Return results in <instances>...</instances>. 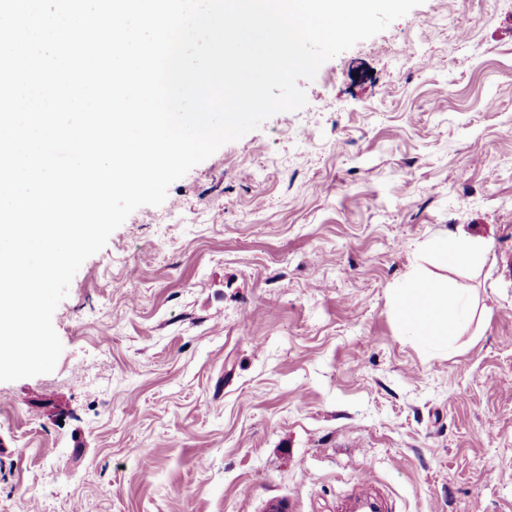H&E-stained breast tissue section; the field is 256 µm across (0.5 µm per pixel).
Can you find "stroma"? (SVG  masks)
Wrapping results in <instances>:
<instances>
[{
	"mask_svg": "<svg viewBox=\"0 0 512 512\" xmlns=\"http://www.w3.org/2000/svg\"><path fill=\"white\" fill-rule=\"evenodd\" d=\"M133 212L0 382V512H512V0H425ZM473 315L406 336L418 245ZM420 249L433 255L438 263L448 267H468L478 264L483 257V248L480 240L470 238L465 234H448L443 239L425 244Z\"/></svg>",
	"mask_w": 512,
	"mask_h": 512,
	"instance_id": "obj_1",
	"label": "stroma"
}]
</instances>
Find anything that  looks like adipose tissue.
Returning <instances> with one entry per match:
<instances>
[{
    "mask_svg": "<svg viewBox=\"0 0 512 512\" xmlns=\"http://www.w3.org/2000/svg\"><path fill=\"white\" fill-rule=\"evenodd\" d=\"M425 250L443 266L468 267L483 257L480 240L462 233L426 245ZM393 304L402 327L423 346L436 350L452 348L461 319L470 311L469 299L460 289L423 270L394 289Z\"/></svg>",
    "mask_w": 512,
    "mask_h": 512,
    "instance_id": "adipose-tissue-1",
    "label": "adipose tissue"
}]
</instances>
